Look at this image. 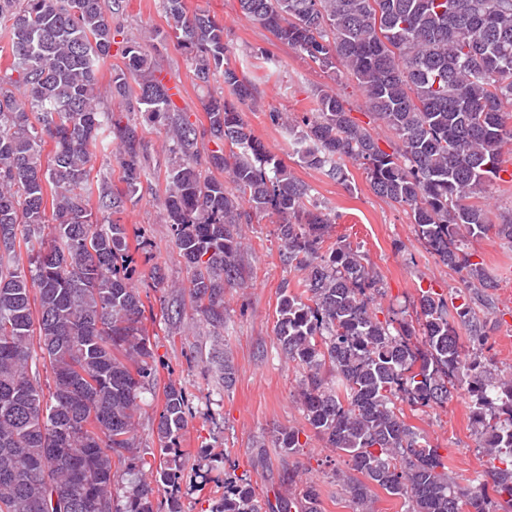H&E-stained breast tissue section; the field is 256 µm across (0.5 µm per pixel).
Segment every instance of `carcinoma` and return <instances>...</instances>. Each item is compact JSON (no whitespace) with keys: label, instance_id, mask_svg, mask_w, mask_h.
<instances>
[{"label":"carcinoma","instance_id":"carcinoma-1","mask_svg":"<svg viewBox=\"0 0 512 512\" xmlns=\"http://www.w3.org/2000/svg\"><path fill=\"white\" fill-rule=\"evenodd\" d=\"M163 2L194 80L207 87L220 77L228 91L201 104L216 146L208 165L230 175V189L204 173L201 131L175 115L156 59L135 38L116 41L121 0H0L10 54L0 68V512H183L191 411L181 385L163 387L158 461L136 442L157 380L131 264L144 242L136 231L130 244L120 215L148 173L142 125L101 106L99 74L115 44L123 66L111 69L110 96L170 143L163 208L200 320L218 336L228 328L225 290L245 283L240 226L257 216L275 219L283 266L304 274L302 290L281 286L276 340L301 371L309 430L349 458L355 512H375L378 488L407 512H512V375L477 356L491 332L478 306L497 284L465 248L492 230L512 244V216L495 224L473 202L512 145V0H239L244 15L333 80L354 81L396 137L382 149L340 94L320 89L310 116L270 113L301 163L341 183L346 163L361 167L374 194L410 209L426 250L466 273L469 299L423 291L412 312L385 321L378 273L331 236L334 218L310 186L243 122L240 107L257 99L228 63L224 25L185 0ZM104 136L115 152L99 157ZM98 159L117 163L124 188L91 179ZM211 360L231 390L229 356L215 349ZM39 361L45 384L33 372ZM462 386L489 464L488 479L466 489L397 407H442ZM300 433L275 435L288 491L262 496L251 480L229 478L209 512H321L318 487L288 463Z\"/></svg>","mask_w":512,"mask_h":512}]
</instances>
